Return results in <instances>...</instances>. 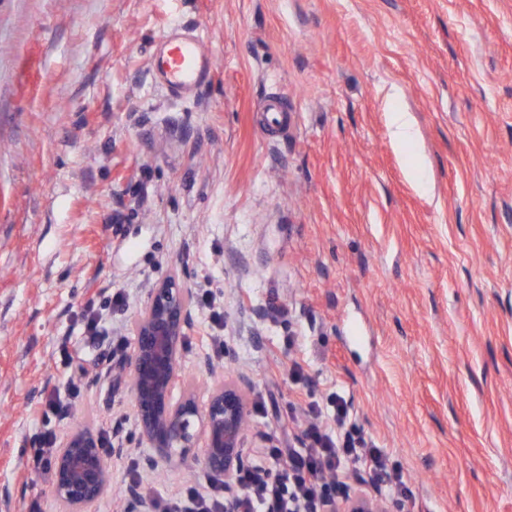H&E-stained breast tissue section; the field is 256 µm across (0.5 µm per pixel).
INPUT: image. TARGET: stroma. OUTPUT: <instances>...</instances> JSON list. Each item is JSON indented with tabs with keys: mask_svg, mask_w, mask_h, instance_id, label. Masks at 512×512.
<instances>
[{
	"mask_svg": "<svg viewBox=\"0 0 512 512\" xmlns=\"http://www.w3.org/2000/svg\"><path fill=\"white\" fill-rule=\"evenodd\" d=\"M175 24L214 51L185 101L150 72ZM174 273L216 300L184 379L206 398L207 358L240 382L247 453L296 447L339 394L407 476L388 512H512V0H0V512H64L22 462L75 425L127 440L92 508L117 512L149 449L112 368ZM207 480L195 461L144 492ZM414 134L413 124L406 112L391 113L390 135L395 145H407L413 140Z\"/></svg>",
	"mask_w": 512,
	"mask_h": 512,
	"instance_id": "stroma-1",
	"label": "stroma"
}]
</instances>
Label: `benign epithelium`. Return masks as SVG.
I'll list each match as a JSON object with an SVG mask.
<instances>
[{"label": "benign epithelium", "instance_id": "obj_1", "mask_svg": "<svg viewBox=\"0 0 512 512\" xmlns=\"http://www.w3.org/2000/svg\"><path fill=\"white\" fill-rule=\"evenodd\" d=\"M193 288L172 275L152 283L133 324L134 347L113 377L128 389L137 433L151 453L142 470L153 475L161 467L182 466L202 458L208 475L224 478L234 495L233 478L246 463L244 440L248 407L242 388L224 380L209 360L203 376L213 380L205 401L184 384L181 360L192 323ZM112 485V464L101 435L85 426L72 427L54 457L52 494L66 512H88ZM123 512H155V503L138 484L122 491ZM322 512H384L371 492L348 493Z\"/></svg>", "mask_w": 512, "mask_h": 512}]
</instances>
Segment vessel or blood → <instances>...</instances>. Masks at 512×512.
Here are the masks:
<instances>
[{"mask_svg": "<svg viewBox=\"0 0 512 512\" xmlns=\"http://www.w3.org/2000/svg\"><path fill=\"white\" fill-rule=\"evenodd\" d=\"M214 54L194 32L169 28L158 39L153 70L157 84L171 97H190L213 75Z\"/></svg>", "mask_w": 512, "mask_h": 512, "instance_id": "vessel-or-blood-1", "label": "vessel or blood"}]
</instances>
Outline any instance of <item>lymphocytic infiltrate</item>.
<instances>
[{
	"label": "lymphocytic infiltrate",
	"mask_w": 512,
	"mask_h": 512,
	"mask_svg": "<svg viewBox=\"0 0 512 512\" xmlns=\"http://www.w3.org/2000/svg\"><path fill=\"white\" fill-rule=\"evenodd\" d=\"M314 422L298 448L269 446L252 465L239 471L237 512H315L320 503L334 500L346 485L341 478L362 468L376 491L401 502L404 472L381 449L370 447L346 403L333 396L328 407L312 403Z\"/></svg>",
	"instance_id": "1"
}]
</instances>
